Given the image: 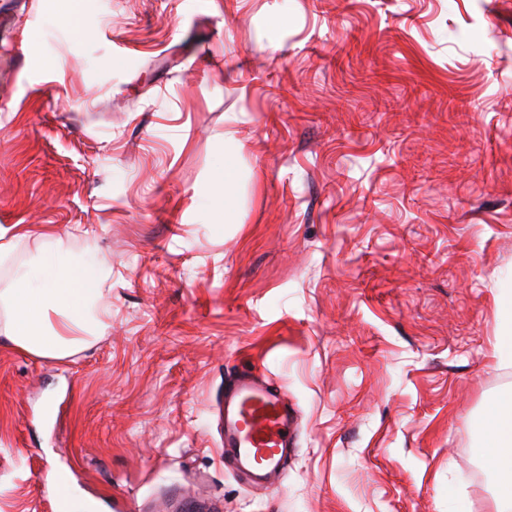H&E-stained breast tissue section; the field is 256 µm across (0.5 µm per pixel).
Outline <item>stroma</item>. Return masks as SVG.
I'll return each instance as SVG.
<instances>
[{
    "label": "stroma",
    "instance_id": "35a3bbf8",
    "mask_svg": "<svg viewBox=\"0 0 512 512\" xmlns=\"http://www.w3.org/2000/svg\"><path fill=\"white\" fill-rule=\"evenodd\" d=\"M13 6L0 61L42 63L0 80V225L108 269L112 321L0 342V512H59L60 471L95 512H493L512 0ZM248 367L299 410L266 490L224 466Z\"/></svg>",
    "mask_w": 512,
    "mask_h": 512
}]
</instances>
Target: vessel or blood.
Returning <instances> with one entry per match:
<instances>
[{"label": "vessel or blood", "mask_w": 512, "mask_h": 512, "mask_svg": "<svg viewBox=\"0 0 512 512\" xmlns=\"http://www.w3.org/2000/svg\"><path fill=\"white\" fill-rule=\"evenodd\" d=\"M297 410L260 374L243 373L224 388V458L260 484L282 474L296 445Z\"/></svg>", "instance_id": "vessel-or-blood-1"}]
</instances>
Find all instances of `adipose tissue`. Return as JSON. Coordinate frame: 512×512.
<instances>
[{"label":"adipose tissue","instance_id":"1","mask_svg":"<svg viewBox=\"0 0 512 512\" xmlns=\"http://www.w3.org/2000/svg\"><path fill=\"white\" fill-rule=\"evenodd\" d=\"M37 250L0 289V337L34 358L61 361L90 345L105 326L104 273L70 254L55 234H42ZM482 433L495 512H512V393L493 402Z\"/></svg>","mask_w":512,"mask_h":512}]
</instances>
